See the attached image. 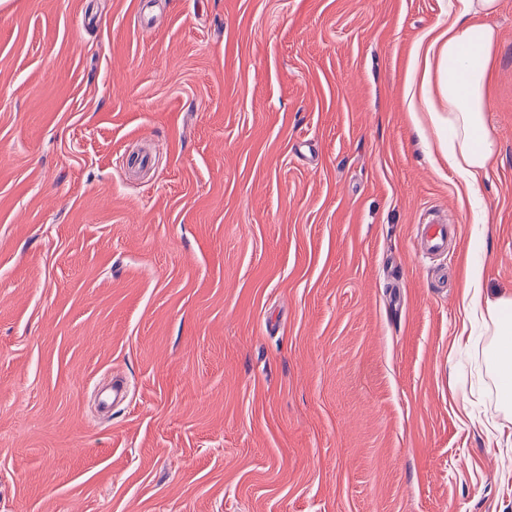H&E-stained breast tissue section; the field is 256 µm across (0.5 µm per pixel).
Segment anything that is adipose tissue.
Returning a JSON list of instances; mask_svg holds the SVG:
<instances>
[{
	"label": "adipose tissue",
	"instance_id": "ef3b65f1",
	"mask_svg": "<svg viewBox=\"0 0 512 512\" xmlns=\"http://www.w3.org/2000/svg\"><path fill=\"white\" fill-rule=\"evenodd\" d=\"M459 9L437 35H424L415 50L422 61V83L437 81L443 111L426 102L431 122L448 125L447 159L471 203L479 201V185L499 153L485 123L488 88L495 57L499 0H458ZM484 268L468 265L461 308L481 319L490 336L486 368L494 375L503 413L512 412V296H493L483 287Z\"/></svg>",
	"mask_w": 512,
	"mask_h": 512
}]
</instances>
